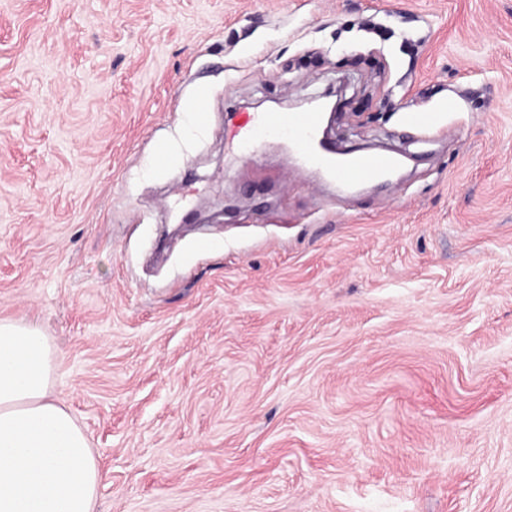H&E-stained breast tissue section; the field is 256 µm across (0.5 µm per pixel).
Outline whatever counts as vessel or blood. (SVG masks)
I'll use <instances>...</instances> for the list:
<instances>
[{
  "label": "vessel or blood",
  "instance_id": "vessel-or-blood-1",
  "mask_svg": "<svg viewBox=\"0 0 512 512\" xmlns=\"http://www.w3.org/2000/svg\"><path fill=\"white\" fill-rule=\"evenodd\" d=\"M274 134L288 137L303 164L317 168L344 187L379 180L390 173L398 161L393 152L339 154L322 149L318 116L313 112H260L249 117L239 137L242 158H249Z\"/></svg>",
  "mask_w": 512,
  "mask_h": 512
}]
</instances>
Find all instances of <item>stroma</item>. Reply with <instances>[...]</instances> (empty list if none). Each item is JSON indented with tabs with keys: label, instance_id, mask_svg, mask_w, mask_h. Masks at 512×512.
Returning a JSON list of instances; mask_svg holds the SVG:
<instances>
[{
	"label": "stroma",
	"instance_id": "35a3bbf8",
	"mask_svg": "<svg viewBox=\"0 0 512 512\" xmlns=\"http://www.w3.org/2000/svg\"><path fill=\"white\" fill-rule=\"evenodd\" d=\"M340 84L404 172L241 160L247 104ZM0 320L96 512H512V0H0Z\"/></svg>",
	"mask_w": 512,
	"mask_h": 512
}]
</instances>
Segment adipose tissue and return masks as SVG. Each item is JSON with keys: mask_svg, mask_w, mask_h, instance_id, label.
I'll list each match as a JSON object with an SVG mask.
<instances>
[{"mask_svg": "<svg viewBox=\"0 0 512 512\" xmlns=\"http://www.w3.org/2000/svg\"><path fill=\"white\" fill-rule=\"evenodd\" d=\"M56 369L35 324L0 320V512H95L102 475Z\"/></svg>", "mask_w": 512, "mask_h": 512, "instance_id": "ef3b65f1", "label": "adipose tissue"}]
</instances>
